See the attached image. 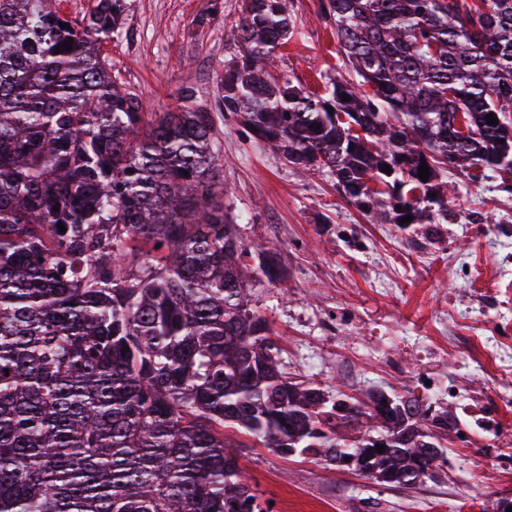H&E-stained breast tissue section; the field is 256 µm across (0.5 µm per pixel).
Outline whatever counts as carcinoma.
I'll use <instances>...</instances> for the list:
<instances>
[{"label": "carcinoma", "mask_w": 512, "mask_h": 512, "mask_svg": "<svg viewBox=\"0 0 512 512\" xmlns=\"http://www.w3.org/2000/svg\"><path fill=\"white\" fill-rule=\"evenodd\" d=\"M123 14L0 0V512H271L226 428L380 484L434 476L450 411L282 372L247 293L281 281L277 256L224 210L193 91L143 112L112 75ZM320 16L359 80L312 96L272 72L288 0H243L218 103L247 131L382 224L448 223L450 166L512 172V0H320Z\"/></svg>", "instance_id": "obj_1"}]
</instances>
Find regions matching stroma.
I'll return each instance as SVG.
<instances>
[{
	"label": "stroma",
	"mask_w": 512,
	"mask_h": 512,
	"mask_svg": "<svg viewBox=\"0 0 512 512\" xmlns=\"http://www.w3.org/2000/svg\"><path fill=\"white\" fill-rule=\"evenodd\" d=\"M105 46L112 73L144 111L168 112L179 90L213 106L241 0H124ZM295 28L276 73L314 92L346 76L319 0H290ZM224 204L244 242L274 251L285 280L261 282L251 304L269 322L281 368L295 381L363 396L382 389L456 413L501 420L497 436L448 438V461L411 489L321 462L286 457L226 429L258 496L273 512H493L512 494V373L488 368L484 341L512 344V172L471 180L449 169L451 216L429 238L420 225L376 224L327 172L294 168L231 113L214 112Z\"/></svg>",
	"instance_id": "stroma-1"
}]
</instances>
